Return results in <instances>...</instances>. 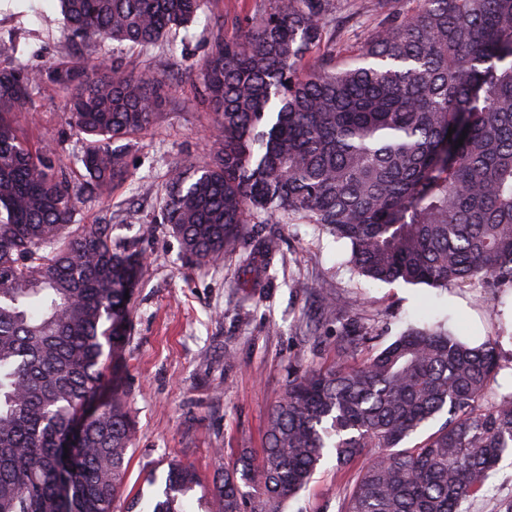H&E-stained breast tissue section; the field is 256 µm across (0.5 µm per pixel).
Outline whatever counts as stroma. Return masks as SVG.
Masks as SVG:
<instances>
[{
  "label": "stroma",
  "instance_id": "1",
  "mask_svg": "<svg viewBox=\"0 0 512 512\" xmlns=\"http://www.w3.org/2000/svg\"><path fill=\"white\" fill-rule=\"evenodd\" d=\"M271 0H208L206 14L172 34V46L139 51L110 43L101 55L136 71L168 78L170 90L158 124L135 135L131 175L112 195L85 202L81 223L102 209L116 217L112 236L142 253L144 277L137 290L132 330L124 347L129 412L136 431L127 456L123 501L149 506L170 461L193 465L202 479L217 466L215 449L233 460L243 448L261 452L267 414L283 395L292 371L336 359L342 321L322 314L332 300L374 340L352 356L359 362L390 344L421 316H450L466 336H499L506 360L498 379L512 385V308L493 310L481 289L440 290L357 277L345 267L346 246L310 224H274L279 240L274 267L263 276L235 263L198 268L182 254L176 237L160 224L165 174L174 164L194 168L208 156L211 113L201 101L199 68L216 30L233 34L239 22L265 13ZM61 18L59 0H0V41L29 42L33 63L71 53L43 15ZM64 104L38 91L22 123L72 169H79L81 140L65 124ZM306 292H296L295 283ZM362 461L338 467L326 460L299 501L287 512H340L342 490ZM512 498V460L502 464L466 512H497Z\"/></svg>",
  "mask_w": 512,
  "mask_h": 512
}]
</instances>
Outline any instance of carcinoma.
Segmentation results:
<instances>
[{"instance_id": "obj_1", "label": "carcinoma", "mask_w": 512, "mask_h": 512, "mask_svg": "<svg viewBox=\"0 0 512 512\" xmlns=\"http://www.w3.org/2000/svg\"><path fill=\"white\" fill-rule=\"evenodd\" d=\"M60 3L65 37L95 50H151L206 7ZM377 5L350 55L325 29L359 18L363 0L345 16L336 0H275L247 30L216 32L200 68L212 150L192 172L168 170L160 223L196 265L234 257L245 270L270 268L278 249L247 225L312 224L348 245L354 275L477 287L497 304L512 295V0ZM43 87L82 139L79 179L21 131ZM166 88L114 58L34 65L0 47V512H133L119 504L134 440L123 350L144 262L112 240V211L76 215L125 182L122 141L156 125ZM363 340L353 327L336 362L294 373L260 455L225 465L215 449L209 512H283L324 458L366 451L341 512H465L512 457L499 337L472 346L445 317L354 364ZM199 486L193 466L171 462L150 512H185Z\"/></svg>"}]
</instances>
